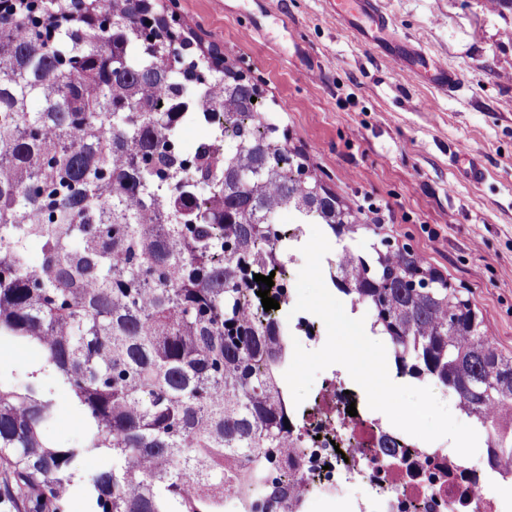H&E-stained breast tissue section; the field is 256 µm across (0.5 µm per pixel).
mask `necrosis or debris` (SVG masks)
<instances>
[{
  "instance_id": "1",
  "label": "necrosis or debris",
  "mask_w": 512,
  "mask_h": 512,
  "mask_svg": "<svg viewBox=\"0 0 512 512\" xmlns=\"http://www.w3.org/2000/svg\"><path fill=\"white\" fill-rule=\"evenodd\" d=\"M356 407L349 415L348 407ZM299 448L298 489L283 500L224 499L226 512H309L312 498L350 500V512H503L491 479L447 440L426 442L389 424L352 390L342 373H327L311 405L290 418Z\"/></svg>"
}]
</instances>
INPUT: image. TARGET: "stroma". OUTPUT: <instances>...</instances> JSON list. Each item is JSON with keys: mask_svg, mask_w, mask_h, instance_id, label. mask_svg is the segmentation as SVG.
I'll use <instances>...</instances> for the list:
<instances>
[{"mask_svg": "<svg viewBox=\"0 0 512 512\" xmlns=\"http://www.w3.org/2000/svg\"><path fill=\"white\" fill-rule=\"evenodd\" d=\"M460 74L450 95L336 22L331 0H158L260 88L317 175L468 297L512 351V0H382ZM484 179L470 181L469 159Z\"/></svg>", "mask_w": 512, "mask_h": 512, "instance_id": "stroma-1", "label": "stroma"}]
</instances>
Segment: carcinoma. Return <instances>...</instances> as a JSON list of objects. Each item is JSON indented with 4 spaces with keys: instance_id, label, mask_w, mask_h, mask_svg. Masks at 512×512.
Listing matches in <instances>:
<instances>
[{
    "instance_id": "1",
    "label": "carcinoma",
    "mask_w": 512,
    "mask_h": 512,
    "mask_svg": "<svg viewBox=\"0 0 512 512\" xmlns=\"http://www.w3.org/2000/svg\"><path fill=\"white\" fill-rule=\"evenodd\" d=\"M33 4L0 0V343L39 355L23 384L0 381L8 498L61 512L82 482L101 512H224L248 469L247 494L285 496L260 470L288 444V343L248 275L283 268L285 210L339 244L378 241L343 247L336 289L369 311L397 370L440 383L471 416L497 410L489 470L512 458V353L460 290L336 199L231 59L193 48L151 0ZM186 83L222 120V158L204 148L189 166L172 148ZM58 388L86 418L76 448L46 435ZM101 453L110 469L71 471Z\"/></svg>"
}]
</instances>
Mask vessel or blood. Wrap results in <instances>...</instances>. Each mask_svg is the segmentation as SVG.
I'll return each instance as SVG.
<instances>
[{"label": "vessel or blood", "mask_w": 512, "mask_h": 512, "mask_svg": "<svg viewBox=\"0 0 512 512\" xmlns=\"http://www.w3.org/2000/svg\"><path fill=\"white\" fill-rule=\"evenodd\" d=\"M336 20L355 31L361 42L383 54L398 69L417 62L438 90L452 93L460 89L458 76L447 66L395 35L392 19L381 0H336Z\"/></svg>", "instance_id": "vessel-or-blood-1"}]
</instances>
